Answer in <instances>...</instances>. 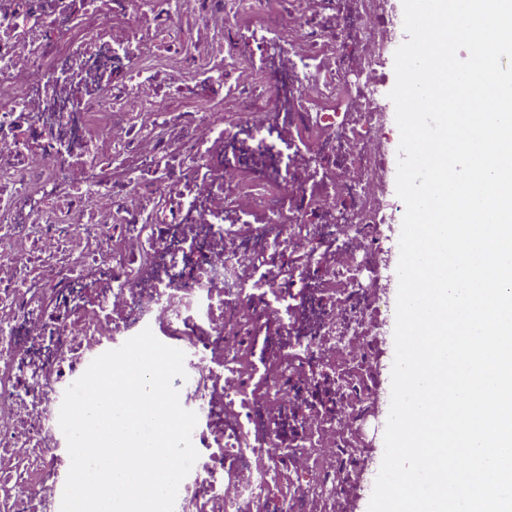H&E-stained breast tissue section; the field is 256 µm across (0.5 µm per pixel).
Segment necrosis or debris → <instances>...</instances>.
Wrapping results in <instances>:
<instances>
[{
  "label": "necrosis or debris",
  "mask_w": 512,
  "mask_h": 512,
  "mask_svg": "<svg viewBox=\"0 0 512 512\" xmlns=\"http://www.w3.org/2000/svg\"><path fill=\"white\" fill-rule=\"evenodd\" d=\"M383 0H0V512H60L66 388L151 328L175 512H349L390 244Z\"/></svg>",
  "instance_id": "4bbe7bcc"
}]
</instances>
